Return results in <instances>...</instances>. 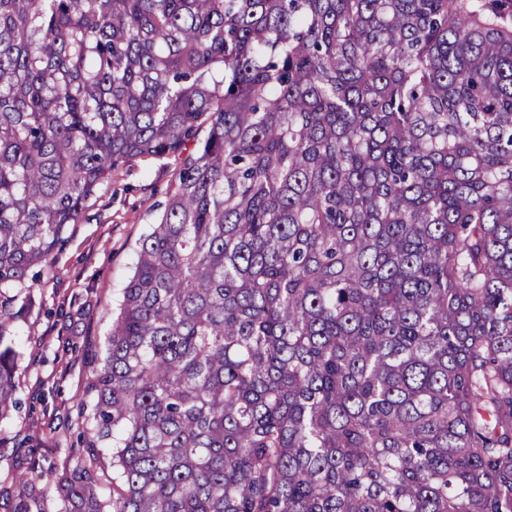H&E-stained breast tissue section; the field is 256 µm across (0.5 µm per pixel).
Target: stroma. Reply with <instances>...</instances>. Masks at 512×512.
Returning <instances> with one entry per match:
<instances>
[{"mask_svg":"<svg viewBox=\"0 0 512 512\" xmlns=\"http://www.w3.org/2000/svg\"><path fill=\"white\" fill-rule=\"evenodd\" d=\"M177 166L172 157H144L115 170L49 262L31 269V287L17 289L14 384L21 403L0 418V512H13L23 487L46 512H60L43 474L74 467L86 449L113 312Z\"/></svg>","mask_w":512,"mask_h":512,"instance_id":"obj_1","label":"stroma"}]
</instances>
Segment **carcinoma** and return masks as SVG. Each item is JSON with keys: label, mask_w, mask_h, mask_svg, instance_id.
<instances>
[{"label": "carcinoma", "mask_w": 512, "mask_h": 512, "mask_svg": "<svg viewBox=\"0 0 512 512\" xmlns=\"http://www.w3.org/2000/svg\"><path fill=\"white\" fill-rule=\"evenodd\" d=\"M171 154L65 512H512V0H0V416L8 291Z\"/></svg>", "instance_id": "carcinoma-1"}]
</instances>
